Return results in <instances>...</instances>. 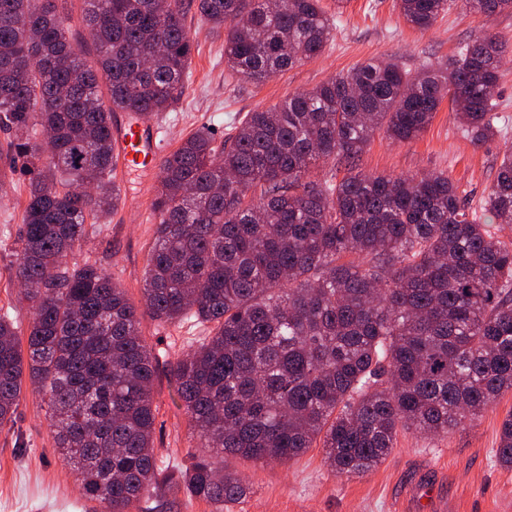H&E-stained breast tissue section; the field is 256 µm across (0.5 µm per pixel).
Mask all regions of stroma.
<instances>
[{
	"mask_svg": "<svg viewBox=\"0 0 512 512\" xmlns=\"http://www.w3.org/2000/svg\"><path fill=\"white\" fill-rule=\"evenodd\" d=\"M322 0L334 15L333 38L322 56L274 74L261 84L241 80L224 65V34L199 17L189 18L195 41L191 78L172 110L153 118L164 131L165 150L173 152L191 131L214 129L217 139L233 134L249 112L273 107L288 95L316 87L373 57H392L415 71L443 62L482 29L505 45L499 97L494 109L495 136L474 146L464 134L449 102L416 140L394 144L375 134L357 161L366 173L448 174L468 211L490 232L512 240V224H501L483 209L502 156L512 147V14L485 17L456 0L433 28L422 32L407 25L395 0ZM159 166L115 169L112 177L121 202L110 218L97 224L77 261H95L141 304L144 273L158 219L152 202ZM27 184L6 182L0 188V313L28 323L30 309L17 301V287L7 269L15 260ZM141 331L155 358L153 386L154 448L157 464L174 471L192 464L198 440L176 395L171 365L188 351L208 326L165 323L143 315ZM512 414V392L504 393L472 425L445 436L399 431L387 459L375 470L347 478L331 471L320 446L285 465L258 466L226 457L227 470L244 477L246 497L223 509L181 497L178 512H512V471L495 462L501 424ZM0 512H100L85 496L73 469L60 457L46 418V407L31 386H24L14 424L0 429Z\"/></svg>",
	"mask_w": 512,
	"mask_h": 512,
	"instance_id": "obj_1",
	"label": "stroma"
}]
</instances>
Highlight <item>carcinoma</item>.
<instances>
[{
  "label": "carcinoma",
  "mask_w": 512,
  "mask_h": 512,
  "mask_svg": "<svg viewBox=\"0 0 512 512\" xmlns=\"http://www.w3.org/2000/svg\"><path fill=\"white\" fill-rule=\"evenodd\" d=\"M429 30L451 0H396ZM488 17L512 0H462ZM68 0H0V125L9 170L27 182L8 268L32 310L27 351L0 314V426L29 382L62 459L103 512L157 506L184 489L224 505L249 486L215 458L286 464L315 442L353 477L381 464L398 431L446 433L512 391V241L495 238L442 173L310 179L318 161L353 166L377 132L416 139L449 98L471 143L496 132L504 47L483 30L444 67L362 63L249 112L217 141L203 126L161 163L143 308L97 263L71 261L86 221L120 201L112 119L171 110L190 74V7L224 29V65L259 84L320 56L333 19L321 0H83L96 50L69 34ZM258 196L244 202L247 193ZM484 210L512 224V148ZM347 253L363 261L343 263ZM213 329L178 357L200 451L163 473L153 446V354L143 314ZM495 458L512 469V415Z\"/></svg>",
  "instance_id": "carcinoma-1"
}]
</instances>
